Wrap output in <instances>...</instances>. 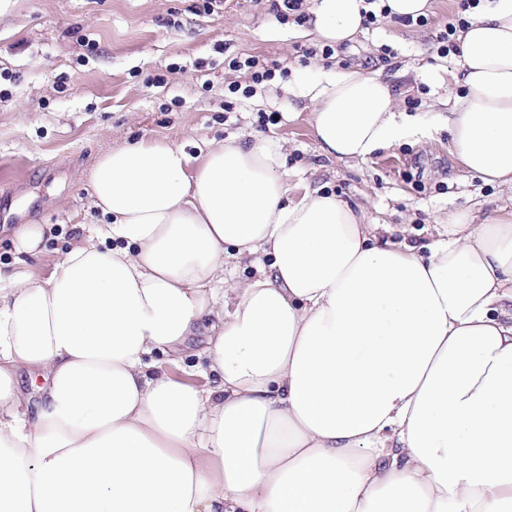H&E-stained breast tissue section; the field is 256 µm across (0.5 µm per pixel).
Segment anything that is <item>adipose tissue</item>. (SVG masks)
<instances>
[{"label": "adipose tissue", "instance_id": "adipose-tissue-1", "mask_svg": "<svg viewBox=\"0 0 512 512\" xmlns=\"http://www.w3.org/2000/svg\"><path fill=\"white\" fill-rule=\"evenodd\" d=\"M365 0H312L328 44ZM448 150L512 189V0L458 33ZM321 154L364 161L406 126L359 70L301 76ZM111 221L0 288V512H512V217L457 213L428 249L336 193L288 197L264 135L112 149ZM258 265L230 280L229 260ZM206 330L208 386L155 353ZM44 384L24 409L21 371Z\"/></svg>", "mask_w": 512, "mask_h": 512}]
</instances>
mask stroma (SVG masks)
<instances>
[{"label": "stroma", "mask_w": 512, "mask_h": 512, "mask_svg": "<svg viewBox=\"0 0 512 512\" xmlns=\"http://www.w3.org/2000/svg\"><path fill=\"white\" fill-rule=\"evenodd\" d=\"M15 0L0 17V270L47 274L105 218L90 206L89 171L127 142L162 139L198 155L212 140L257 131L259 113H275L266 133L288 147V183L325 188L363 210L369 224L405 227L425 245L456 213L512 214V192L465 172L437 123L453 95L448 72L457 56H439L437 34L461 0H430L423 25L388 19L345 43L335 61L309 56L318 41L307 26L279 20L253 0ZM256 55L281 76L251 97L235 57ZM357 67L390 82L398 109L413 123L395 145L365 161L320 154L310 124L313 103L297 94L296 68L322 73ZM232 110H225V102ZM22 224L49 229L39 259L20 265Z\"/></svg>", "instance_id": "stroma-1"}]
</instances>
